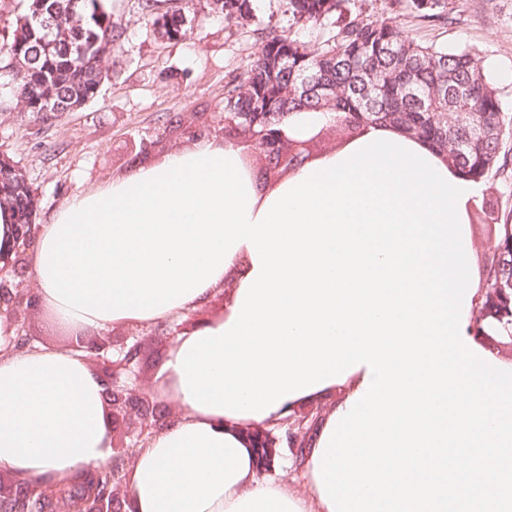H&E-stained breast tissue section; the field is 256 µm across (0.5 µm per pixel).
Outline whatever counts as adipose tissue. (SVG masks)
Listing matches in <instances>:
<instances>
[{
	"mask_svg": "<svg viewBox=\"0 0 512 512\" xmlns=\"http://www.w3.org/2000/svg\"><path fill=\"white\" fill-rule=\"evenodd\" d=\"M40 305L72 333L107 329L108 320L56 301L44 288ZM190 332H182L159 369L158 402L175 401L179 414L141 444L129 469L128 512H329L317 482L297 496L284 482L257 473L244 427L253 419L194 409L175 365ZM15 331L0 317V471L42 487L63 488L82 471L112 460L105 388L85 363L84 351L16 349Z\"/></svg>",
	"mask_w": 512,
	"mask_h": 512,
	"instance_id": "1",
	"label": "adipose tissue"
}]
</instances>
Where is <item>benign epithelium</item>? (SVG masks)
<instances>
[{
  "mask_svg": "<svg viewBox=\"0 0 512 512\" xmlns=\"http://www.w3.org/2000/svg\"><path fill=\"white\" fill-rule=\"evenodd\" d=\"M33 224L15 227V240L12 249L0 251V303L8 300L11 311L18 313L22 307L33 308L36 299L19 290L11 292V284L6 272L16 271L22 260V249L35 238ZM69 346L89 352L99 366L101 378L107 394V406L111 414L112 433L124 432L129 442L113 447L114 454L123 455L145 436L146 432H157L170 424L169 416L159 411L149 412L147 408L157 404L154 392L141 384L142 368L141 342L121 341L116 343L108 336L79 334L70 336ZM316 419L306 414L289 422L285 434L295 458H300L303 449L298 447L301 435L313 427Z\"/></svg>",
  "mask_w": 512,
  "mask_h": 512,
  "instance_id": "obj_1",
  "label": "benign epithelium"
}]
</instances>
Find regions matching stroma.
I'll return each instance as SVG.
<instances>
[{"mask_svg":"<svg viewBox=\"0 0 512 512\" xmlns=\"http://www.w3.org/2000/svg\"><path fill=\"white\" fill-rule=\"evenodd\" d=\"M185 20L181 35L163 38L138 0H112L123 30L122 46L105 62L98 96L81 108L40 122L14 105H0V155L17 165L36 200L35 224L76 192L92 189L147 166L164 154L224 135L226 85L249 68L261 28L284 29V0H252L248 18L225 22L213 0H178ZM453 21L432 26L413 15L402 24L421 41L479 49L512 103V0H452ZM34 346L63 348L69 332L49 311H22L16 324ZM107 336H136L142 343L143 380L157 388L161 362L173 338L164 324L118 325Z\"/></svg>","mask_w":512,"mask_h":512,"instance_id":"35a3bbf8","label":"stroma"}]
</instances>
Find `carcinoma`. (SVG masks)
<instances>
[{"instance_id":"1","label":"carcinoma","mask_w":512,"mask_h":512,"mask_svg":"<svg viewBox=\"0 0 512 512\" xmlns=\"http://www.w3.org/2000/svg\"><path fill=\"white\" fill-rule=\"evenodd\" d=\"M44 2L53 11L54 27L43 45L29 39L32 7ZM291 23L286 30L261 29L250 68L232 80L224 96L225 136L237 139L249 130L268 141L301 110L332 114L321 128L334 127L347 140L371 125L399 128L435 147L448 164L467 178L488 185L496 199L481 205L491 222V237L475 295L474 332L495 327L512 331V113L472 48H454L413 39L397 21L405 13L435 24L450 19L449 0H389L392 17L371 18L360 0H285ZM66 0H16V27L0 37V61L9 69L16 103L43 122L63 108L93 99L103 80V62L120 46L122 31L112 17V0H85L73 16ZM224 20L236 22L250 12V0H223ZM164 33L182 32L177 6L164 14ZM326 31V38L305 42L295 27ZM309 157H291L274 170L257 167L264 180L275 181ZM16 224L32 223L35 197L19 170L0 159V209ZM128 462L90 473L59 490L0 502V512H80L102 496L112 481L125 475Z\"/></svg>"}]
</instances>
